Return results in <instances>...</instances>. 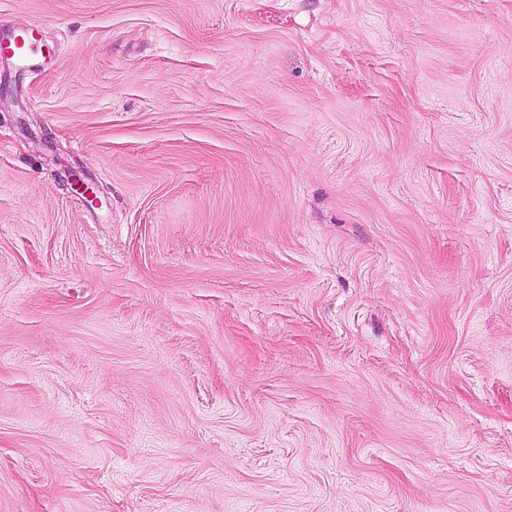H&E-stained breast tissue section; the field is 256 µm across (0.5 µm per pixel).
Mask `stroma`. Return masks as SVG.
<instances>
[{"instance_id":"1","label":"stroma","mask_w":512,"mask_h":512,"mask_svg":"<svg viewBox=\"0 0 512 512\" xmlns=\"http://www.w3.org/2000/svg\"><path fill=\"white\" fill-rule=\"evenodd\" d=\"M30 24L0 512H512V0H0Z\"/></svg>"}]
</instances>
